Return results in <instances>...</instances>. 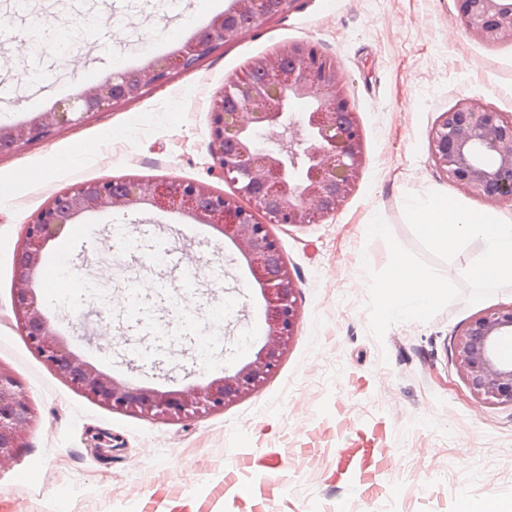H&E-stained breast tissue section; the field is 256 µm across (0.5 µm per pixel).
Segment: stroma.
<instances>
[{"label": "stroma", "instance_id": "stroma-1", "mask_svg": "<svg viewBox=\"0 0 512 512\" xmlns=\"http://www.w3.org/2000/svg\"><path fill=\"white\" fill-rule=\"evenodd\" d=\"M30 0L40 54L0 47V125L50 111L108 75L172 55L217 12L211 0ZM309 41L339 66L363 132L365 164L333 218L273 225L298 286L297 335L257 392L224 410L166 421L107 409L60 378L28 347L12 295L15 251L29 217L56 193L89 180H195L230 194L213 172L209 112L254 58ZM512 116V44L488 46L463 28L454 0H298L264 28L220 44L190 73L174 72L136 99L0 154V366L36 412L22 448L0 463V512H459L463 502H512V408L478 402L457 374L455 334L512 287L458 299L430 322L368 331L363 263L389 261L367 227L381 215L395 240L421 247L404 215L407 194L474 200L448 183L429 134L459 98ZM97 143L95 153L80 151ZM50 239L67 271L100 279L38 303L57 337L97 370L162 391L208 384L253 359L266 334L265 301L239 251L187 215L147 205L79 216ZM193 264V320L169 300L174 266L144 267L162 249ZM129 278H109L106 255ZM149 278L158 289L129 299ZM223 315L220 335L196 325ZM38 464L33 478L20 474Z\"/></svg>", "mask_w": 512, "mask_h": 512}]
</instances>
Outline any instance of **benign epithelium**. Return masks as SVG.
<instances>
[{
  "mask_svg": "<svg viewBox=\"0 0 512 512\" xmlns=\"http://www.w3.org/2000/svg\"><path fill=\"white\" fill-rule=\"evenodd\" d=\"M296 0H233L173 57L149 68L106 77L58 102L52 111L0 126V153L47 138L63 125L83 122L105 108L140 97L170 71L191 72L217 44L262 27ZM468 33L488 44L512 43V0H455ZM320 94L308 111L287 112L292 99ZM209 148L237 194L197 181L131 179L80 183L53 196L24 225L15 252L21 273L13 313L31 348L61 378L103 406L164 420L199 417L250 395L271 377L296 336L297 284L271 225L301 226L336 214L364 163L363 136L339 67L308 42L251 61L210 110ZM429 153L452 185L476 200L512 201V118L479 109L462 97L442 113L429 135ZM148 204L189 215L231 240L261 288L267 325L254 358L224 377L192 389L161 392L98 371L55 337L38 307L35 277L45 243L79 215ZM264 216L259 220L258 216ZM512 339V304L486 310L454 337V362L476 398L512 406V358L501 344ZM34 421V408L18 380L0 367V462L12 458Z\"/></svg>",
  "mask_w": 512,
  "mask_h": 512,
  "instance_id": "7a95c632",
  "label": "benign epithelium"
}]
</instances>
